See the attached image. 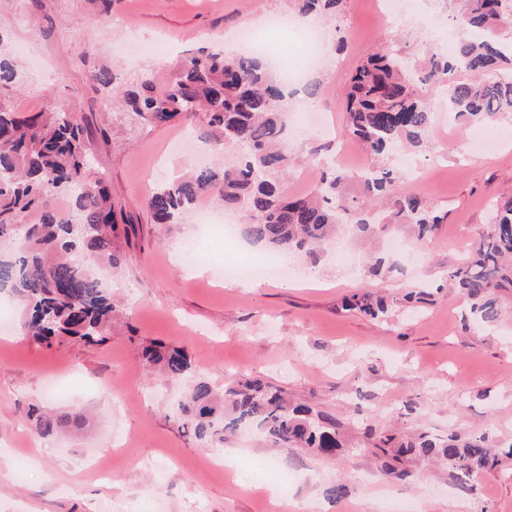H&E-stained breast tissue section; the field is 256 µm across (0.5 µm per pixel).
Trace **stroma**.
Wrapping results in <instances>:
<instances>
[{
	"label": "stroma",
	"mask_w": 512,
	"mask_h": 512,
	"mask_svg": "<svg viewBox=\"0 0 512 512\" xmlns=\"http://www.w3.org/2000/svg\"><path fill=\"white\" fill-rule=\"evenodd\" d=\"M459 0H419V20L384 25L376 0H344L335 18L321 21L325 65L304 76L321 86L314 106L334 125L289 134L291 167L285 188L313 191L323 175L314 159L335 156V165L357 173L369 156L344 133L342 106L356 67L379 45L421 60L434 45L429 27L459 36ZM293 0H0V33L29 82L0 93V102L25 112L67 110L92 127L91 148L112 196L132 224L123 244L125 262L113 270V296L128 309L110 339L97 346L42 347L12 325L0 334V512H381L379 498L355 480L364 474L387 482L407 512H512V472L495 468L461 491L447 469L414 465L409 481L387 477L368 449L366 425L398 426L409 436L486 433L512 440V316L484 326L475 322L459 291L436 292L418 312H408V289L438 283L459 265L486 228L492 202L512 195V118L478 132L501 142L483 153L472 129L455 125L437 88L426 149L393 155L401 192L422 196L447 211L448 219L422 249L394 252V232L361 238L338 234L317 259L290 256L292 275L217 285L212 259H252L260 243L203 257L200 273L183 262L187 239L197 233L194 217L158 229L145 206L149 186L187 163L169 151L183 123L139 126L115 109L93 72L106 69L118 82L150 69L158 87L173 80L181 64L204 48H219L229 33L251 19L296 14ZM153 47L149 62L134 54ZM341 62L334 71L333 62ZM393 274L376 277V259ZM382 289L393 304L373 319L345 311V295ZM159 340L188 353L195 376L215 386L250 378L277 387L288 398L327 412L342 424L346 448L317 455L273 446L254 430L227 440L236 470L262 458L275 460L291 480L268 497L270 477L247 485L233 472L211 465L212 447L192 439L169 416L186 382L149 377L139 359L142 342ZM61 381L67 399L48 397L50 379ZM81 412L84 424L51 436L31 427V406ZM106 461L111 480H97L92 460ZM343 483L342 498L326 488Z\"/></svg>",
	"instance_id": "1"
}]
</instances>
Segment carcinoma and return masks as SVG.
I'll return each mask as SVG.
<instances>
[{
	"instance_id": "carcinoma-1",
	"label": "carcinoma",
	"mask_w": 512,
	"mask_h": 512,
	"mask_svg": "<svg viewBox=\"0 0 512 512\" xmlns=\"http://www.w3.org/2000/svg\"><path fill=\"white\" fill-rule=\"evenodd\" d=\"M304 14L334 16L342 0H298ZM463 34L450 53L428 51L419 65L390 50L372 53L357 66L343 107L344 131L380 158L403 145L419 149L432 123L423 88L441 86L448 112L467 124H489L512 112V0H461ZM0 35V88L20 86L27 75L4 55ZM458 73L469 75L453 80ZM113 91L139 123L160 127L180 117L198 128L217 158L228 141L245 146L233 168L221 164L185 172L155 186L146 207L156 224H176L197 198L210 195L227 209L244 213L243 235L282 253L311 259L338 224L360 236L389 226H409L420 241L431 238L448 214L435 212L420 197L395 190L397 177L375 166L360 176L362 193L382 200L374 209L349 195L346 174H324L310 193L291 196L276 175L288 167L285 141L288 112L279 75L257 56L230 58L221 49L189 58L169 87L156 91L151 71L118 84L108 71L92 75ZM88 128L70 112L26 114L0 104V287L25 306L23 333L50 349L65 341L98 345L112 336L119 316L96 269H118L124 262L117 206L88 145ZM73 200L76 219L59 209ZM471 300V312L486 326L500 318L497 294L512 291V198L492 205L487 231L468 256L446 276ZM342 307L372 317L390 310L387 297L365 290L344 298ZM142 361L166 380L191 376L185 350L163 342L141 345ZM171 418L184 431L209 444H224L241 427L254 426L272 443L321 454L344 447L341 424L323 411L293 405L282 392L257 381H238L219 390L198 378L174 406ZM80 418L40 414L37 433L49 436ZM365 436L390 458L385 473L399 480L413 476L406 462L420 459L448 468L456 484L475 490L474 478L512 457V444L495 452L486 435L451 433L441 439L421 433L404 439L372 425Z\"/></svg>"
}]
</instances>
